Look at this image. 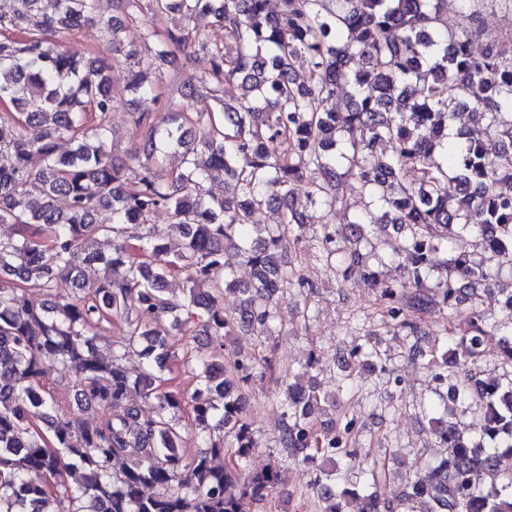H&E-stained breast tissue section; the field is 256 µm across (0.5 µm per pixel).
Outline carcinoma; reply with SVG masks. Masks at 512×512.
Wrapping results in <instances>:
<instances>
[{
  "label": "carcinoma",
  "mask_w": 512,
  "mask_h": 512,
  "mask_svg": "<svg viewBox=\"0 0 512 512\" xmlns=\"http://www.w3.org/2000/svg\"><path fill=\"white\" fill-rule=\"evenodd\" d=\"M493 13L512 16V0H474ZM123 17H103L97 0H0V224H13L18 238L0 242V512H251L280 484L281 466L247 468L257 447L243 415L240 391L254 377L251 357L224 362L223 345L195 374L190 396L192 425L205 447L187 455L184 427L168 416L182 409L183 394L166 389L161 376L172 357L162 324L167 318L184 334L226 335L237 322L256 336L274 328L271 302L292 284L296 271L282 262L294 240L289 230L313 224L316 213L340 199L346 177H353L368 206L383 210L387 222L406 232L407 247L389 262L416 285L435 276L442 301L418 292L403 301L387 286L386 313L396 330L414 327L404 309L418 314L444 306L448 321L480 289L497 284L512 269V37L509 46L485 29L482 13L468 14V26L454 36L443 32L447 0H123ZM206 12L224 25L215 43L188 26L142 32L144 50L122 49L120 34L149 13H179L189 19ZM98 26L112 43V56H85L63 49L55 36L84 25ZM488 40V52L471 51V36ZM210 57L208 74L188 80L184 98H205L214 107L187 111L185 102L164 103L168 119L151 111L132 112L139 145L123 157L106 146L109 115L120 104L113 95L124 71L125 90L135 100L154 96L163 66L190 50ZM306 62L298 75L293 62ZM236 79L239 102H224V82ZM345 93V109L328 102ZM471 111L487 121L498 149L462 130L449 133L455 115ZM203 131L200 139L188 130ZM67 140L73 148L58 151ZM382 142L393 145L385 161ZM39 157L35 170L31 159ZM247 164L238 166V159ZM222 175L236 181L237 197H218L204 183ZM307 179L305 203L294 202L293 185ZM41 185V198L29 191ZM400 191L392 195L388 186ZM62 200L66 209L56 202ZM287 202L283 222L252 239L253 208ZM107 209L112 223L95 213ZM171 213L186 239L185 251L171 258L163 233L151 231L145 243L122 237L123 224H146L156 211ZM457 236L485 238L484 257L461 250ZM364 241L342 271L365 281L378 279L373 262L386 260L366 235V219L345 225ZM101 237L108 255L86 254L82 242ZM243 252L253 278L241 283L224 263V249ZM104 266L95 289L49 306L36 307L28 289L50 294L70 283L84 286L86 272ZM186 274L183 300L167 295L174 273ZM240 294L228 313L217 295ZM505 319L488 322L471 308L459 337L463 364H476L486 337L512 330V303ZM119 320L129 338L141 341L143 366L137 374L123 355L102 356L93 329ZM72 372L80 399L77 416L56 420V403L39 385L45 363ZM453 388V400L466 407L469 394L483 402L481 433L465 436L432 419L433 433L448 457L416 481L412 495L424 497L428 512H512V468L501 459L512 454V380ZM129 402L123 414L86 422L81 414ZM321 406L317 385L287 386L282 401L280 444L294 458L322 465L300 492L315 496L321 512H380L370 494L330 489L336 483V457L348 455L346 422L334 434L312 421ZM224 459L217 465L215 460ZM47 473L64 488L58 496L26 480ZM80 473L74 490L67 477ZM151 488L153 492L145 493Z\"/></svg>",
  "instance_id": "obj_1"
}]
</instances>
